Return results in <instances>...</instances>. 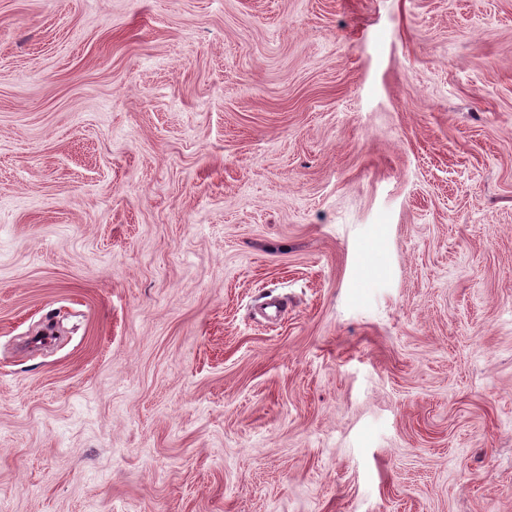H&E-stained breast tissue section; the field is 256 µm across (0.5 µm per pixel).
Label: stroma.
<instances>
[{"label": "stroma", "instance_id": "obj_1", "mask_svg": "<svg viewBox=\"0 0 512 512\" xmlns=\"http://www.w3.org/2000/svg\"><path fill=\"white\" fill-rule=\"evenodd\" d=\"M0 512H512V0H0Z\"/></svg>", "mask_w": 512, "mask_h": 512}]
</instances>
